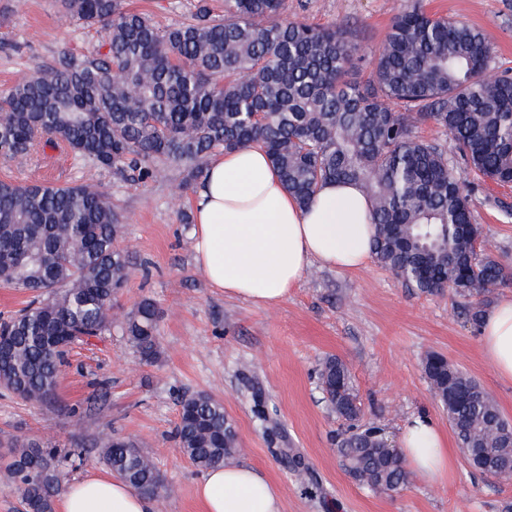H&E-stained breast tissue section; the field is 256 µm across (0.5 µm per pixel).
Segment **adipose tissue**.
Listing matches in <instances>:
<instances>
[{
  "mask_svg": "<svg viewBox=\"0 0 512 512\" xmlns=\"http://www.w3.org/2000/svg\"><path fill=\"white\" fill-rule=\"evenodd\" d=\"M193 216L198 270L210 286L256 306L285 300L312 264L354 271L372 256L371 204L359 185L324 183L301 205L257 145L208 161ZM479 343L496 375L512 381L511 297L484 314ZM399 446L420 481L447 482L455 455L433 419L411 416ZM196 497L203 512H281L279 488L245 465L208 470ZM59 512H152V502L121 478L91 473L68 487Z\"/></svg>",
  "mask_w": 512,
  "mask_h": 512,
  "instance_id": "adipose-tissue-1",
  "label": "adipose tissue"
}]
</instances>
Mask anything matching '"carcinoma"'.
I'll list each match as a JSON object with an SVG mask.
<instances>
[{
    "label": "carcinoma",
    "mask_w": 512,
    "mask_h": 512,
    "mask_svg": "<svg viewBox=\"0 0 512 512\" xmlns=\"http://www.w3.org/2000/svg\"><path fill=\"white\" fill-rule=\"evenodd\" d=\"M60 5L79 26L103 31L102 51L65 52L0 95L4 160L21 164L50 146L120 177L154 180L185 163L193 179L215 153L257 144L301 203L326 181L360 184L373 203L375 259L404 283L477 298L512 279L481 239L445 147L413 134L416 124L434 122L473 171L512 184V73L486 81L493 48L480 30L407 7L375 55L368 94L348 77L358 47L346 30L280 21L282 0H224L222 21L201 4L165 29L122 0ZM122 228L92 184L0 179V284L32 295L19 312L0 316L1 389L52 403L73 346L112 329L130 264L116 245ZM123 331L141 360L155 358L151 300L135 306ZM422 368L466 462L512 475V423L492 396L439 353L426 354ZM318 380L331 409L350 422L339 440L350 477L376 493L407 486L411 473L383 441L384 429L359 423L348 366L328 357ZM177 437L200 471L237 449L224 403L206 394L181 397ZM94 446L134 489L160 496V473L133 443L103 431ZM283 454L313 491L317 480L302 456ZM5 472L26 512H54L67 471L50 440L12 448Z\"/></svg>",
    "instance_id": "cac0c4a2"
}]
</instances>
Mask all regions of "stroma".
Instances as JSON below:
<instances>
[{"label": "stroma", "mask_w": 512, "mask_h": 512, "mask_svg": "<svg viewBox=\"0 0 512 512\" xmlns=\"http://www.w3.org/2000/svg\"><path fill=\"white\" fill-rule=\"evenodd\" d=\"M207 2L213 19L223 0H124L161 28L176 25ZM413 0H282L281 19L351 30L359 45L352 80L366 82L395 16ZM424 10L466 22L494 48L493 71L512 69V0H420ZM102 38L77 26L59 0H0V92L39 63L71 50L90 55ZM482 238L512 269V187L479 181L460 158L452 160ZM29 182L94 184L120 214L121 249L131 257L128 281L112 309V330L76 350L64 370L57 402L33 405L0 389V454L17 442L48 437L61 450L85 449L69 481L107 465L94 448L99 432L132 442L149 455L168 489L154 512H201L195 487L202 478L183 456L175 436L178 402L203 393L223 402L238 441L234 462L276 483L282 512H504L512 504V479L483 474L457 458L445 485L411 479L393 494H376L346 473L336 437L348 423L329 408L317 372L336 357L349 368L360 419L398 438L416 413L440 427L448 417L434 399L421 360L444 354L472 376L512 421V381L499 380L479 347L480 327L469 299L450 290L423 293L377 261L357 271L312 265L280 304L259 307L211 287L194 262L191 214L194 191L184 167H169L154 181L121 178L62 150L36 154L18 167L0 160V176ZM159 314L158 354L141 360L122 334L127 314L141 299ZM261 394L270 419L254 414ZM104 411L92 409L95 396ZM295 448L319 488L307 493L281 457Z\"/></svg>", "instance_id": "35a3bbf8"}]
</instances>
